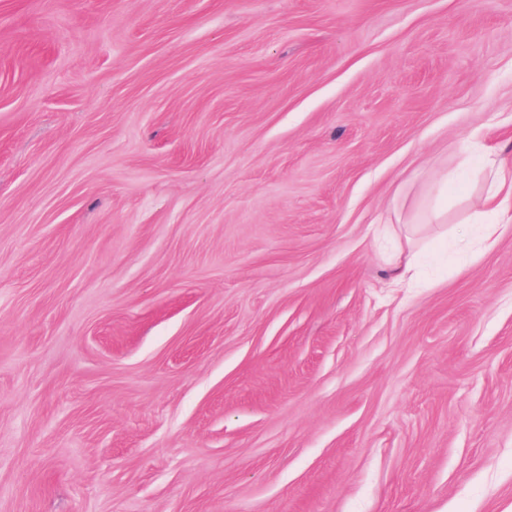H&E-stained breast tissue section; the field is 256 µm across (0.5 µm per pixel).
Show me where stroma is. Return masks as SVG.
Returning a JSON list of instances; mask_svg holds the SVG:
<instances>
[{
    "label": "stroma",
    "mask_w": 512,
    "mask_h": 512,
    "mask_svg": "<svg viewBox=\"0 0 512 512\" xmlns=\"http://www.w3.org/2000/svg\"><path fill=\"white\" fill-rule=\"evenodd\" d=\"M476 132L512 0H0V512H512Z\"/></svg>",
    "instance_id": "1"
}]
</instances>
